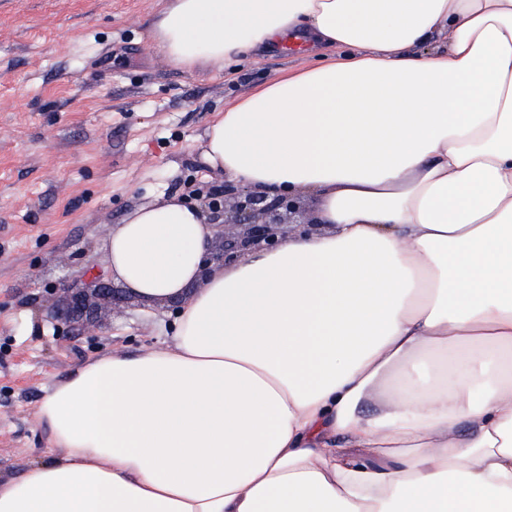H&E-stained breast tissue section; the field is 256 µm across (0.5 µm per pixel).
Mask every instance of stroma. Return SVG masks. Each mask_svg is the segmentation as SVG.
Returning a JSON list of instances; mask_svg holds the SVG:
<instances>
[{
    "label": "stroma",
    "mask_w": 512,
    "mask_h": 512,
    "mask_svg": "<svg viewBox=\"0 0 512 512\" xmlns=\"http://www.w3.org/2000/svg\"><path fill=\"white\" fill-rule=\"evenodd\" d=\"M164 0H0V474L55 456L38 407L77 366L151 349L175 309L100 300L93 326L55 329L49 288L106 267L105 243L156 193L223 186L202 138L218 112L312 48L219 74L172 66L150 30Z\"/></svg>",
    "instance_id": "obj_1"
}]
</instances>
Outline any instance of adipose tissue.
<instances>
[{"label": "adipose tissue", "mask_w": 512, "mask_h": 512, "mask_svg": "<svg viewBox=\"0 0 512 512\" xmlns=\"http://www.w3.org/2000/svg\"><path fill=\"white\" fill-rule=\"evenodd\" d=\"M325 57L239 97L207 163L313 227L206 264L164 194L106 244L169 342L47 391L57 456L0 512H512V0H167L192 74L288 36Z\"/></svg>", "instance_id": "adipose-tissue-1"}]
</instances>
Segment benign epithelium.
I'll return each mask as SVG.
<instances>
[{"instance_id": "benign-epithelium-1", "label": "benign epithelium", "mask_w": 512, "mask_h": 512, "mask_svg": "<svg viewBox=\"0 0 512 512\" xmlns=\"http://www.w3.org/2000/svg\"><path fill=\"white\" fill-rule=\"evenodd\" d=\"M205 208L211 214L214 238L207 262H225L243 259L249 251L260 245H274L295 228L308 223L301 202L288 197L270 199L246 186L229 182L224 188L210 192L205 198ZM67 294L62 305L51 311L57 327L71 326L77 320L90 322L95 309L90 298H107L114 305L132 297L127 290L109 287L102 275L92 273V268L81 269L79 277L64 281L52 292Z\"/></svg>"}]
</instances>
